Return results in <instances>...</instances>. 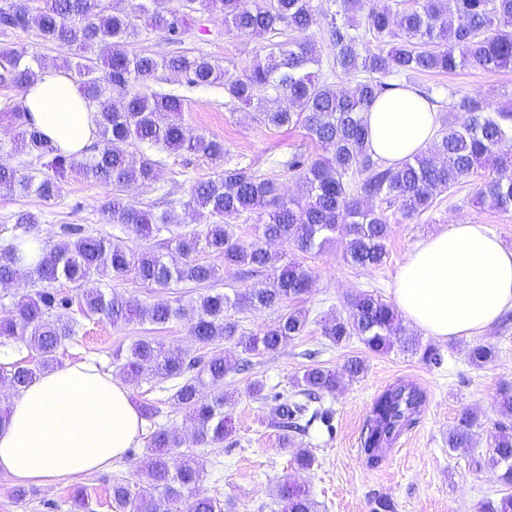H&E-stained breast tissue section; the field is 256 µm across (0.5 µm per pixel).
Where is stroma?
Listing matches in <instances>:
<instances>
[{"instance_id":"1","label":"stroma","mask_w":512,"mask_h":512,"mask_svg":"<svg viewBox=\"0 0 512 512\" xmlns=\"http://www.w3.org/2000/svg\"><path fill=\"white\" fill-rule=\"evenodd\" d=\"M269 43V36L229 30L222 18L200 9L187 17L181 43L171 44L163 34L146 30L130 40L126 49L132 54L158 58L176 51L202 53L235 74L264 54ZM166 85L180 89L185 97L183 124L194 133L223 143L224 161L218 166L202 155L144 149V156L160 163L157 178L149 184L126 187V199L142 209L161 213L169 198H186L193 181L213 177L221 166L249 168L256 175L275 179L285 194L296 193V178L284 168V161L294 153L314 156L319 152L304 128L268 125L260 112L230 100L220 86L189 88L183 77L174 75L168 76ZM414 85L439 101L440 119L449 118L459 124L465 121V112L448 109L455 97L476 95L494 103L512 100V71L468 68L453 74L430 73L415 78ZM481 182L478 176L462 180L439 194L429 209L411 220L404 219L397 207L377 202V210L383 211L390 225L388 255L384 265L377 268L346 263L337 245L306 254L293 245L273 243V250L312 274L310 291L283 306L287 312L305 311L308 326L302 336L288 341L279 353L252 356L250 372L231 371L225 375L224 390L234 398V441L193 444L194 428L185 409L172 399L173 381L142 379L129 384L134 405L150 403L159 408L156 425L177 430L191 440V450L204 468L196 495L220 500L225 512H279L273 492L286 479L309 489L319 512H369L370 500L379 495L390 497L396 512H476L483 499L500 497L505 490L501 472L486 467L485 462L495 424L501 419L500 389L512 384V312L473 338L437 340L443 355L438 366L397 349L386 355L372 354L355 337L333 344L322 335L320 324L321 318L347 315V298L360 292L392 302L395 277L408 255L425 238L450 225H486L505 245L512 246V211L503 213L477 206L474 197ZM112 195L110 184L73 176L60 196L47 203L33 195L0 197V249L11 240L10 234L2 232V225L13 224L15 214L21 211L39 215V232L51 244L59 241L64 224L81 225L86 232L98 236L116 234V227L107 224L98 211L99 205ZM265 280L262 274L243 275L230 269L207 288L192 282L148 288L129 275L113 280L112 289L136 304L163 300L185 307L206 291L244 293ZM146 338L181 347L190 359L205 358L211 353L210 347L190 336L183 318L164 325L137 321L119 327L93 318L85 321L76 341L60 348L59 362L89 363L117 377L121 371L112 362L113 351ZM477 343L493 345L496 350L495 358L480 368L467 358L468 349ZM312 350L317 353L313 359L308 356ZM354 357L364 360V373L354 379L343 378L340 389L323 398L324 407L333 412L331 427L314 424L308 433L294 438L291 448H283L278 430L270 424L268 403L249 394L250 383L261 381L269 393H291L296 389L297 378L311 365L336 371ZM400 381L420 386L427 396L426 404L418 424L404 436L401 450L387 456L381 466H369L359 452V440L372 403ZM465 411L476 414L479 425L474 429L471 448L463 453L449 449L448 431ZM301 449L315 456L311 469L297 467L295 455ZM148 454L149 448L143 443L129 449L111 470L46 488L20 487L0 475V512H70L71 496L79 489L89 494L94 512H112L113 484L145 487L139 466Z\"/></svg>"}]
</instances>
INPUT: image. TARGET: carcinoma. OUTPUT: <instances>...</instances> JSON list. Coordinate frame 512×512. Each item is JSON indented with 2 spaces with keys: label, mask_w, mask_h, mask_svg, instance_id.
<instances>
[{
  "label": "carcinoma",
  "mask_w": 512,
  "mask_h": 512,
  "mask_svg": "<svg viewBox=\"0 0 512 512\" xmlns=\"http://www.w3.org/2000/svg\"><path fill=\"white\" fill-rule=\"evenodd\" d=\"M336 5L328 23L333 64L347 76L364 75L349 91H340L321 80V53L307 32L316 21L312 0H129L122 6L105 0H3L0 35L8 37L31 29L41 41L74 52V58L53 61V66L75 78L85 100L95 108L101 147L84 158L65 155L27 117L22 100L4 104L3 115L15 128L17 142L41 169L24 172L0 163V196L34 195L55 199L70 173L104 181L115 196L100 206L109 224H119L138 238L169 234L168 242L180 260H167L149 248L135 250L122 238L86 234L77 225L61 227L67 239L46 246L35 265L23 263L12 245L0 257V284H22L12 296L9 311L0 316V339L20 344L37 356V364L15 365L0 381L14 394L58 363V350L75 339L80 323L64 320L58 310L78 305L81 316H98L114 326L132 321L164 325L185 317L194 339L205 345L232 342L247 354L275 353L307 328L306 314L293 310L281 314L273 326L246 336L227 312L241 304L254 309H275L305 294L312 277L301 266L284 261L267 244L282 241L301 251L318 252L339 241L344 259L355 266L378 267L385 261L389 224L374 201L396 203L406 218L427 210L436 195L475 174L484 176L476 201L481 206L512 210V103L496 105L477 96L463 95L452 109L469 113L466 123L448 122L434 142L398 167H387L372 158L367 148L363 114L385 91L398 87L392 77L410 79L427 73H451L469 66L487 71L512 69V0H411L412 6L392 10L381 0H332ZM202 5L224 18L230 30L244 34H277L281 28L297 34L269 44L243 74L230 76L211 58L175 53L163 58L149 54L131 56L128 39L140 33L139 21L165 34L173 43L185 34L184 14ZM47 68V59L36 51L0 43V88L23 91ZM182 76L190 87L224 86L230 99L252 106L275 127L302 126L322 153L308 157L294 153L287 162L295 174L298 193L286 196L271 179H261L245 168H227L208 180L192 183L188 199L169 201V209L156 215L121 197L122 188L156 179L159 161L134 151L162 146L214 160L224 157V145L197 135L180 116L184 98L173 89L153 86L159 71ZM363 176L359 189L350 186L355 174ZM207 212L213 222L203 234L180 232L176 209ZM255 213V240L243 241L231 221ZM38 215H15L12 239L23 243L35 237ZM218 255L227 270L249 266L267 273L260 288L247 293L205 294L190 312L166 302L147 306L132 304L122 295L102 287L106 279L129 274L147 286L166 288L192 281L207 285L220 279V269L195 259L202 251ZM65 281L76 288V297L63 295L55 284ZM348 315L324 320L323 335L339 345L356 336L366 349L385 355L398 348L421 353L422 360L437 366V348L424 346L407 332L397 310L376 295L351 296ZM495 357V348L477 344L468 351L469 362L481 367ZM113 359L131 381L148 374L160 381L179 380L175 403L187 411L195 426V443L219 445L232 436V418L224 411V375L233 368L230 355L219 353L207 360H189L178 347H164L147 339L117 349ZM341 383L332 369L311 366L297 380L291 396L264 394L259 381L250 391L272 402L271 425L282 431L283 447L291 434L305 433L317 421L330 425L331 410L320 406L326 394ZM426 396L413 383L399 382L374 401L364 432L367 463L381 461L379 452L411 429L421 414ZM500 414L487 464L504 469V485H512V385L500 393ZM476 417L464 412L448 431V448L465 450L472 445ZM182 436L167 428L155 430L151 454L140 471L157 493H141L128 484L112 486L115 512H224L210 498L193 497L190 491L203 479L190 450H181ZM279 512H316L308 489L291 481L280 484ZM479 512H512V492L479 505Z\"/></svg>",
  "instance_id": "carcinoma-1"
}]
</instances>
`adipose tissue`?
Here are the masks:
<instances>
[{
	"label": "adipose tissue",
	"mask_w": 512,
	"mask_h": 512,
	"mask_svg": "<svg viewBox=\"0 0 512 512\" xmlns=\"http://www.w3.org/2000/svg\"><path fill=\"white\" fill-rule=\"evenodd\" d=\"M35 126L61 152L88 156L95 112L73 79L48 68L22 96ZM438 115L416 90L392 89L365 114L372 156L395 166L433 140ZM395 301L408 322L440 339L470 338L512 311V248L483 224H453L401 266ZM143 420L126 385L83 365L45 372L16 398L0 428V474L47 486L109 469L137 446Z\"/></svg>",
	"instance_id": "ef3b65f1"
}]
</instances>
